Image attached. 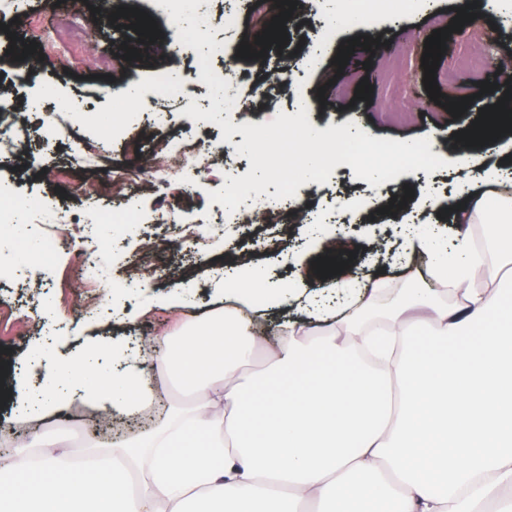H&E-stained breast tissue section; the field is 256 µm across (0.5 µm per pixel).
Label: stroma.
<instances>
[{
  "mask_svg": "<svg viewBox=\"0 0 512 512\" xmlns=\"http://www.w3.org/2000/svg\"><path fill=\"white\" fill-rule=\"evenodd\" d=\"M50 2L22 0L15 9L8 0H0V79L8 78L13 85L11 94L0 93V104L10 110L6 124L21 123L27 130L14 151L0 154V194L37 195L77 212L84 204L76 191L82 179L122 176L138 205L139 221L123 228L113 223L72 226V245L58 249L46 264L35 253L34 241L13 225L0 224V268L6 271L0 277V368L15 369L17 375L12 383L13 406L0 407V455L23 447L37 435L53 432L63 440V453L81 456L91 444L113 437L130 438L150 428L153 421L149 418L103 422L99 409L78 398L44 421L26 418L24 409L40 385L47 382L46 365L81 363L85 343L107 348L117 343L132 351L149 336L154 349L159 350L182 319H199L223 308L224 296L212 289L211 283L224 277L226 257L250 249L257 240L272 237L278 242L275 253L261 257L271 284L302 289L309 300L326 305L332 302L333 291L320 279L297 278L293 264L301 256L307 262L316 261L311 249L313 235L334 231L345 237L352 244L351 272L361 277L375 274L387 282L375 304L363 310L368 322L384 321L391 305L407 290L432 285L425 256L405 262L392 251L393 242L419 231L441 239L449 237L452 226L448 216L438 215L440 203L455 196L461 185L483 187L488 164L496 156L512 158L509 132L501 135L495 149L472 148L467 163L458 162L456 132L469 128L480 110L505 94L504 87L497 84L494 67L456 71V80L465 83L475 99L461 117L455 118L431 101L422 83L421 65L424 43L436 29L435 18L453 19L462 7L475 13L473 26L490 36L494 55L512 56V0H496L490 7L484 0H422L416 10L344 27L328 46L319 30L334 14V0H298L285 26L311 32L306 55L296 57L297 45L291 42L281 50L267 49L265 57L257 60L238 55L241 42L252 38L248 0H202L198 11L212 17L211 29L219 45L212 56L214 71L230 67L240 73L235 90L244 106L231 113L233 125H260L266 123L269 112L289 114L302 103L309 122L320 129L352 122L375 139L408 142L428 137L432 153L447 162L446 168L433 173L420 170L412 177L402 173L381 184L380 206H387L394 198L405 199L406 204L397 213L382 215L374 225L377 244L373 247L358 239L366 214L347 213L340 207L341 199L364 195L370 189L369 182L355 177L345 163L334 168L328 183L311 181L298 188V198L312 209L311 223H227L225 208L210 202L208 194L220 189L227 176L245 175L250 160L236 153L243 134L223 140L219 125L193 120L185 113L190 103L203 109L209 101L210 88L200 79L197 51L181 46L164 62H136L125 75H113L100 69V54L123 44L139 48L143 37L116 28L107 12H91L83 0H60V11L68 13L83 30L82 42L74 50L77 64L60 71L44 60L37 62L31 73H24L7 49L14 39L40 42L52 36ZM227 8L234 10L237 19L228 28L219 21ZM39 14L44 17V28L36 33L27 19ZM365 36L381 37L382 42L368 50L356 48L345 68L337 69L333 59L341 45ZM167 71L181 77L170 96L160 92V81ZM364 79L373 88L369 100H353L351 87ZM46 80L56 84L61 99L75 105L70 133L50 147L40 137L44 114L32 108ZM485 81L494 85L486 94L481 91ZM130 86L139 90L131 101L124 96ZM400 90L406 93L409 112L404 123L394 122L389 112V102ZM159 108L169 114L162 127L151 120L152 112ZM106 113L112 116L107 123L102 120ZM174 135L204 142L214 158L223 159V173L207 177L187 171L179 174L178 186L141 191L149 149L155 140ZM99 138L105 141L102 155L93 162L79 161L82 142ZM408 190L413 193L409 199L404 196ZM187 224L197 226L202 234L200 244L191 250L181 245ZM146 237L165 243V250L144 255L142 240ZM88 251L94 253L103 271L104 285L112 289L111 302L96 308L88 305L93 290L83 273ZM143 264L157 270L149 279V288L128 287L132 270ZM178 282L187 285V304L179 315L167 307ZM280 318L277 312L257 318L254 337L258 348L244 374L269 366L279 344L276 324Z\"/></svg>",
  "mask_w": 512,
  "mask_h": 512,
  "instance_id": "stroma-1",
  "label": "stroma"
}]
</instances>
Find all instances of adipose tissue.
Masks as SVG:
<instances>
[{
  "mask_svg": "<svg viewBox=\"0 0 512 512\" xmlns=\"http://www.w3.org/2000/svg\"><path fill=\"white\" fill-rule=\"evenodd\" d=\"M487 169L492 199L456 212V235L404 238L403 257L431 259L439 291L409 293L387 316L375 365L358 316L320 304L280 324L277 359L242 373L254 349L255 300L288 306L289 288L260 287L261 267L237 258L231 307L185 321L164 349H113L111 373L90 349L74 378L79 397L109 415L154 402V368L177 375L199 401L148 435L81 461L19 449L0 459V512H356L382 497L393 512H512V289L477 282L471 227L483 224L512 266V179ZM420 335V348L409 346ZM145 459L142 477L129 463Z\"/></svg>",
  "mask_w": 512,
  "mask_h": 512,
  "instance_id": "1",
  "label": "adipose tissue"
}]
</instances>
